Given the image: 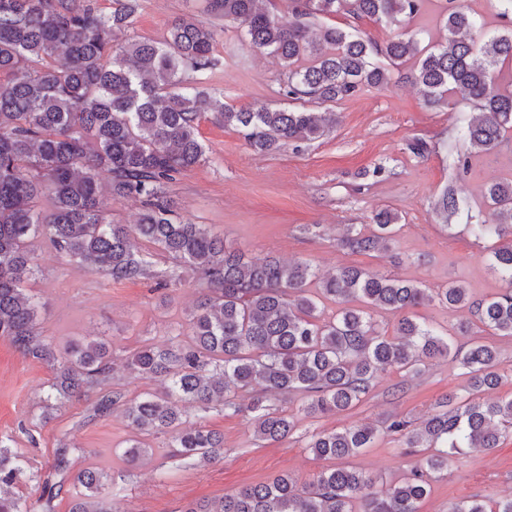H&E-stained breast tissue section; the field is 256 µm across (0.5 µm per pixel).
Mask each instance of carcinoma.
<instances>
[{"instance_id": "1", "label": "carcinoma", "mask_w": 512, "mask_h": 512, "mask_svg": "<svg viewBox=\"0 0 512 512\" xmlns=\"http://www.w3.org/2000/svg\"><path fill=\"white\" fill-rule=\"evenodd\" d=\"M112 13L92 0H0V336L25 358L50 366L53 379L42 401L38 425L73 400L91 403L92 417L122 409L135 434L169 436L181 460L212 464L224 460V435L203 422L213 403L227 415L243 416L255 440L272 444L291 436L295 415L271 402L302 396L307 416L355 407L383 373L421 375L429 360L450 357L466 370L468 396L455 392L440 410L419 424L394 418L383 423L408 448H429L424 463L378 490L375 480L350 467L321 471L309 484L292 475L247 485L212 504L183 512H419L430 482L465 448L491 451L512 433V396L480 401L474 395L501 383L497 349L474 342L454 348L448 337L419 320L415 310L433 301L465 309L460 335L472 327L491 336L512 337V180L494 181L483 193L493 223L467 217L472 234L494 240L490 268L506 284L490 298L474 299L462 285L424 288L421 284L341 266L320 279L319 292L336 304L324 317L308 294L315 277L307 262L253 258L228 251L224 239L205 224L175 215L170 185L205 157L198 121L210 111L236 129L257 153L289 142L312 141L336 125V113L261 107L234 108L199 89L190 74L215 65L214 25L176 19L163 47L148 41L113 43L117 31L133 25L139 0H116ZM443 15L445 41L425 50L414 35L379 42L355 27L325 26L310 36L313 21L346 15L355 21L404 27L424 0H290L288 14L268 8L272 0H210V12L237 25L253 47L278 58L284 95L309 98L327 109L368 87L408 83L428 108L446 106L452 95L472 103L478 116L463 136L479 151L496 153L512 131V92L497 78L512 64V0H498L503 30L483 32L478 16L458 0ZM412 66L404 71L407 61ZM112 196L142 204L138 223L114 224L101 205V176ZM50 202L46 210L40 199ZM448 223L460 212L452 186L434 203ZM399 217L384 208L364 233L351 224L337 245L356 253L391 249ZM139 235L152 245L134 251ZM45 236L71 261L113 281L156 277L153 251L174 264L159 280L167 288L188 271L200 281V296L189 314L187 339L176 334L163 345L145 344L126 369L156 380L162 390L128 397L112 386V345L75 340L56 351L36 330L39 298L27 288L38 272L32 241ZM397 316L395 334L379 330L368 307ZM198 411L187 421L186 405ZM361 424L311 436L307 448L317 458L343 459L371 447L379 434ZM80 451L58 440L53 469L59 481L41 480L10 443L0 439V512H51L67 493L65 482L82 491L70 512H111V473L84 468L71 473ZM36 483L32 502L21 483ZM450 512H512V498L487 510L478 499L455 503Z\"/></svg>"}]
</instances>
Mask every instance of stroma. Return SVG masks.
Returning a JSON list of instances; mask_svg holds the SVG:
<instances>
[{"mask_svg": "<svg viewBox=\"0 0 512 512\" xmlns=\"http://www.w3.org/2000/svg\"><path fill=\"white\" fill-rule=\"evenodd\" d=\"M187 16L209 19L207 0H141L134 25L117 32L114 40L162 43L172 22ZM214 25L216 64L197 73L200 87L237 108H296V101L283 94L279 60L241 38L232 22L218 19ZM335 111L338 122L327 136L264 155L253 152L235 129L203 114L198 132L205 159L171 185L180 217L207 225L226 247L247 256L306 261L322 275L339 266H358L429 288L460 283L476 299L500 293L503 284L484 258L486 244L469 232L464 214L485 212L483 189L512 168V140L502 146L497 161H487L460 134L464 119L473 114L469 102L455 97L448 107L431 110L408 84L364 89L336 104ZM418 139L429 144L427 157L412 153L410 146ZM460 154L469 158L461 175L454 168ZM450 183L464 214L447 225L433 202ZM382 208L400 217L391 252L364 254L337 247L335 238L346 225L371 230V217ZM34 257L40 272L29 286L43 303L38 331L60 350L73 339H103L111 342L116 360H124L144 344L166 343L171 332L185 325L198 297V283L190 277L169 290L155 289L146 279L109 280L70 261L43 237L34 241ZM418 314L454 344L495 346L506 377L489 397L512 396V339L476 329L459 335L458 324L467 311L436 302L420 307ZM52 377L49 366L23 358L0 337V436L11 437L13 449L47 474L57 438L68 435L80 448L75 469L93 465L120 476V492L109 500L112 512H181L188 504L211 503L283 473L311 481L330 466L306 448L311 434L374 424L391 415L421 421L434 413L442 396L462 391L466 382L460 366L448 358L430 363L409 384L402 373L389 372L378 377L356 407L301 418L292 436L264 447L256 444L245 419L214 411L207 424L224 436V460L201 467L173 458L162 435L143 436L150 453L141 464L130 465L124 451L131 431L121 411L93 418L83 400L62 406L45 427L27 434L42 412ZM422 457V452L402 447L396 436L381 434L348 463L389 482ZM509 496L512 436L493 453L468 449L452 458L447 471L432 482L420 512H448L462 498L492 502Z\"/></svg>", "mask_w": 512, "mask_h": 512, "instance_id": "obj_1", "label": "stroma"}]
</instances>
